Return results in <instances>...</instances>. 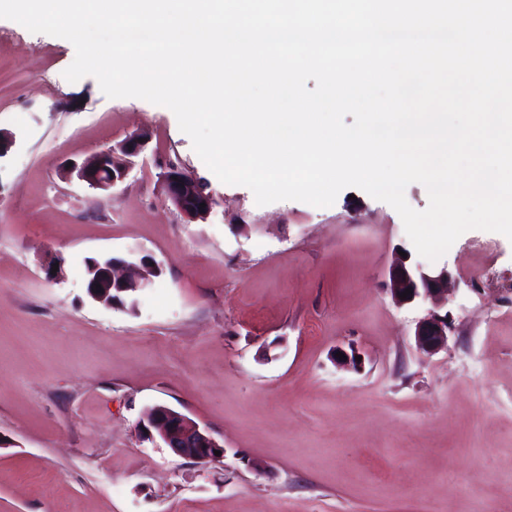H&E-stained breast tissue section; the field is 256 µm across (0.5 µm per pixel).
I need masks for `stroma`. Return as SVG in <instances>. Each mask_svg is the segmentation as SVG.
<instances>
[{"label":"stroma","instance_id":"1","mask_svg":"<svg viewBox=\"0 0 512 512\" xmlns=\"http://www.w3.org/2000/svg\"><path fill=\"white\" fill-rule=\"evenodd\" d=\"M74 57L0 19V129L17 135L0 160V512H512V241L470 230L442 257L452 329L424 354L428 304L386 288L410 244L391 206L357 188L256 205L170 109L67 81ZM138 131L122 183L64 178ZM171 163L214 196L205 222L166 197ZM107 255L160 264L136 307L87 296L85 261ZM154 404L208 428L223 461L144 438Z\"/></svg>","mask_w":512,"mask_h":512}]
</instances>
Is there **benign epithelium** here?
Here are the masks:
<instances>
[{"mask_svg":"<svg viewBox=\"0 0 512 512\" xmlns=\"http://www.w3.org/2000/svg\"><path fill=\"white\" fill-rule=\"evenodd\" d=\"M148 144L145 133H133L118 146L91 154L64 171V177H75L90 189L107 190L125 180L132 165V158L144 152ZM166 196L178 212L189 222H204L216 205L212 194L205 192L200 183L185 169L169 166L162 174ZM205 207H200V204ZM161 267L149 256L139 261L124 257L104 256L87 270L85 288L88 296L105 306L135 303L134 295L153 284V277ZM453 283L448 267L425 268L410 262V257L396 256L388 269L387 289L398 306L418 301H429L433 308L419 320L415 328L417 347L432 355L448 347L451 330L448 314L441 313L448 302V290ZM406 298H400L405 290ZM147 438L159 437L164 445L177 456L200 464L219 462L224 458V445L210 432L187 415L164 404H155L143 410L137 422ZM221 455H215V452Z\"/></svg>","mask_w":512,"mask_h":512,"instance_id":"7a95c632","label":"benign epithelium"}]
</instances>
